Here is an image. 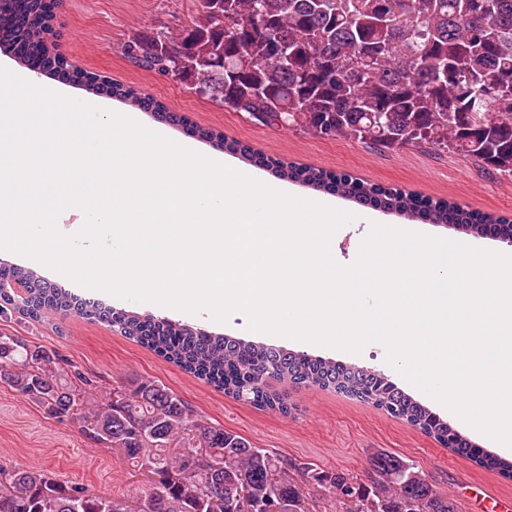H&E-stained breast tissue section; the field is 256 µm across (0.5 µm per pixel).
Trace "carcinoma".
Returning <instances> with one entry per match:
<instances>
[{
  "label": "carcinoma",
  "instance_id": "cac0c4a2",
  "mask_svg": "<svg viewBox=\"0 0 512 512\" xmlns=\"http://www.w3.org/2000/svg\"><path fill=\"white\" fill-rule=\"evenodd\" d=\"M0 14V44L21 43L42 59V72L68 81L75 66L48 47L53 36L46 0H23ZM413 21L389 33L373 21L381 0H232L242 25L224 30L217 15L224 0L201 5L193 26L175 35L136 36L123 46L136 63L176 78L209 99L246 112L267 127L286 124L321 137L362 140L384 148L409 146L449 152L512 176V0H434V9L399 0ZM288 36L291 68L274 61L271 45ZM509 77L489 103L474 83ZM86 90L130 102L147 112L164 106L133 86L82 75ZM191 132L213 146L239 155L255 168L281 179L331 191L341 198L429 224L465 231L493 227L499 240H512V218L472 211L455 202L429 200L395 187L365 182L273 158L207 127ZM10 272L32 289L16 302L0 292V317L21 310L39 318L76 313L106 322L122 335L255 406L288 413L291 404L269 390L276 379L297 387L333 390L373 405L406 422L479 466L512 478V461L483 450L428 408L387 383L382 374L277 350L260 342L213 334L149 314L115 312L47 286L29 268ZM0 383L62 419L77 408L83 432L120 453L150 476L152 491L136 496H100L39 468L0 471V512H232L229 496L241 488L258 508L296 505L318 487L332 494L336 512H459L456 501L435 491L414 466L380 453L374 477L365 484L342 471L300 465L255 447L238 433L199 422L181 398L154 381L141 379L114 389L103 403L94 398L96 381L67 372L46 351L0 335ZM208 462L197 470L188 454Z\"/></svg>",
  "mask_w": 512,
  "mask_h": 512
}]
</instances>
